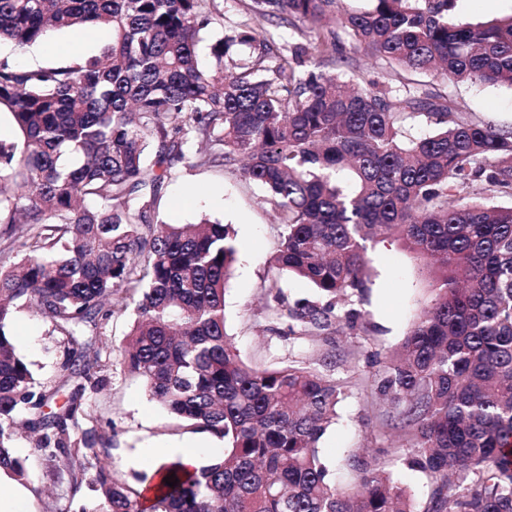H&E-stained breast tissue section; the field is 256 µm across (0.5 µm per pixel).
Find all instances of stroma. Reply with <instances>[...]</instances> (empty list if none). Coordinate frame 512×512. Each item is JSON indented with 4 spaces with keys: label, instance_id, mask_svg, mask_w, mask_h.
<instances>
[{
    "label": "stroma",
    "instance_id": "35a3bbf8",
    "mask_svg": "<svg viewBox=\"0 0 512 512\" xmlns=\"http://www.w3.org/2000/svg\"><path fill=\"white\" fill-rule=\"evenodd\" d=\"M249 0H221L223 26L202 30L198 46L203 64H211L210 47L223 31L251 28L260 36L273 39L277 46L303 42V23L286 24L276 18L256 17L248 9ZM112 37L109 30H98L91 40L80 32L64 31L25 51L10 50L4 59L20 67L54 66L70 63V45H84L96 51ZM343 60L335 70L343 78L377 83L389 92L393 104H401L409 92L421 89L451 99L463 116L512 128V87L488 83H454L429 72L400 68L357 50L351 36L338 33ZM263 191L239 174L222 167L178 164L160 194L157 216L170 224H193L210 218L232 225L238 249L237 261L226 283L224 321L242 358L251 366L267 368L300 360L318 365L328 356L334 362L327 373L345 387L338 407V418L320 443L323 457L332 468L338 485L357 480L352 458L362 449L381 446L398 419L393 409L376 398V385L382 365L372 364L373 356H388L407 335L413 321L432 296L431 281L421 272L422 263L397 240H378L368 250L369 287L363 299L355 300L361 318L355 328L337 325L328 337L302 333L285 337L267 329L266 300L272 287H279L289 301L315 299L306 281L280 275L270 260L276 252L281 224L263 200ZM132 322L131 313H118L104 334L86 331L83 340L91 350H111L112 362L102 368L106 385L93 395L89 412L109 450L111 472L125 476L134 473L130 457L144 444L158 446L199 442L200 434L180 425L148 396L139 378L125 370L121 351ZM10 333L20 354L28 361L43 392L62 404L68 373L62 363L68 338L32 307L18 308L10 323ZM14 446L26 457L31 471L22 496H15L14 481L0 483V512H81L90 505V490L70 496L66 487L51 485L42 478L41 461L34 450L33 436L19 430Z\"/></svg>",
    "mask_w": 512,
    "mask_h": 512
}]
</instances>
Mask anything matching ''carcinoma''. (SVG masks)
I'll list each match as a JSON object with an SVG mask.
<instances>
[{
	"mask_svg": "<svg viewBox=\"0 0 512 512\" xmlns=\"http://www.w3.org/2000/svg\"><path fill=\"white\" fill-rule=\"evenodd\" d=\"M340 2L250 0L255 15L308 24L307 44L259 78L272 43L246 29L200 64V31L224 24L220 0H0V40L19 51L53 32H112L64 66L0 62V111L17 131L0 139V224L21 225L22 253L0 269L1 472L29 482L16 416L47 401L8 331L16 309L33 305L69 336L73 381L27 427L51 482L69 477L76 494L92 463V512H512V205L461 194L485 185L512 197V129L464 120L427 94L394 112L386 90L322 69L343 29L398 66L512 87V15L455 23L457 0H370L356 13ZM240 45L256 59L226 70ZM408 119L436 129L412 137ZM186 160L259 185L283 226L270 263L315 289L317 300L292 305L279 288L268 294L273 334L354 328L361 312L349 302L368 288L371 241L394 235L423 261L433 297L377 385L401 432L354 456V487H336L319 448L344 386L300 364L253 368L227 336L231 225L155 219ZM130 307L127 372L185 426L224 441L191 474L171 462L119 476L96 431L80 426L105 378L76 336L88 324L104 332ZM398 462L428 479L421 511L385 476Z\"/></svg>",
	"mask_w": 512,
	"mask_h": 512,
	"instance_id": "carcinoma-1",
	"label": "carcinoma"
}]
</instances>
